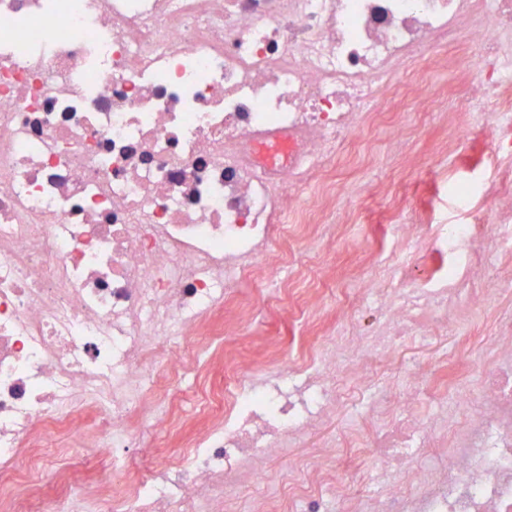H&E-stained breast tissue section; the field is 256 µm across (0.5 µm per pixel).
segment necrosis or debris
Wrapping results in <instances>:
<instances>
[{
	"label": "necrosis or debris",
	"mask_w": 512,
	"mask_h": 512,
	"mask_svg": "<svg viewBox=\"0 0 512 512\" xmlns=\"http://www.w3.org/2000/svg\"><path fill=\"white\" fill-rule=\"evenodd\" d=\"M400 95L434 169L492 138L460 223L399 195L402 116L393 179H332ZM509 96L512 0H0V512H512V314L444 350L512 288ZM372 198L343 292L268 305ZM261 308L308 348L241 351ZM407 122L416 127L413 130L412 139L408 142L406 149L415 151L418 157L424 162L426 156L431 152L434 146L448 137V131L429 127L420 132V125L423 118L414 112H403Z\"/></svg>",
	"instance_id": "obj_1"
}]
</instances>
